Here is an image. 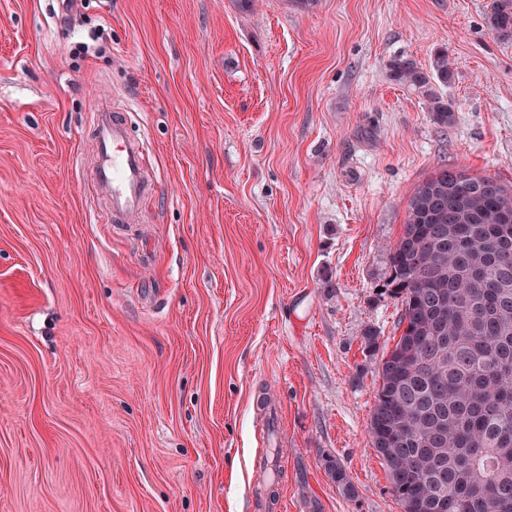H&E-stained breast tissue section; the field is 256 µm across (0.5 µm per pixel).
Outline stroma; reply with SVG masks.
<instances>
[{
    "instance_id": "obj_1",
    "label": "stroma",
    "mask_w": 512,
    "mask_h": 512,
    "mask_svg": "<svg viewBox=\"0 0 512 512\" xmlns=\"http://www.w3.org/2000/svg\"><path fill=\"white\" fill-rule=\"evenodd\" d=\"M488 2L0 0V512H402L368 433L389 254L437 169L512 186ZM440 46L445 128L388 70ZM104 100L148 137L134 224L89 217Z\"/></svg>"
}]
</instances>
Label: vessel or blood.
<instances>
[{"label":"vessel or blood","mask_w":512,"mask_h":512,"mask_svg":"<svg viewBox=\"0 0 512 512\" xmlns=\"http://www.w3.org/2000/svg\"><path fill=\"white\" fill-rule=\"evenodd\" d=\"M93 138L95 160L87 178L100 199V218L109 224H132L142 212L152 187L144 164V142L134 137L124 113L110 105L97 106Z\"/></svg>","instance_id":"1"}]
</instances>
